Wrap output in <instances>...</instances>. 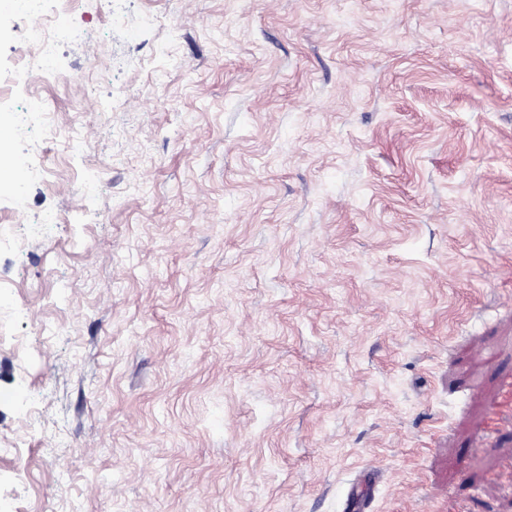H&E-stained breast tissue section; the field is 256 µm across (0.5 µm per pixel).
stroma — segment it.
Segmentation results:
<instances>
[{
    "mask_svg": "<svg viewBox=\"0 0 512 512\" xmlns=\"http://www.w3.org/2000/svg\"><path fill=\"white\" fill-rule=\"evenodd\" d=\"M60 18L83 83L0 88V512H512V0ZM59 111L55 106L42 101L41 108L38 111V118L43 128L45 142H57L61 140H70L77 134V128L72 120L60 119Z\"/></svg>",
    "mask_w": 512,
    "mask_h": 512,
    "instance_id": "obj_1",
    "label": "stroma"
}]
</instances>
